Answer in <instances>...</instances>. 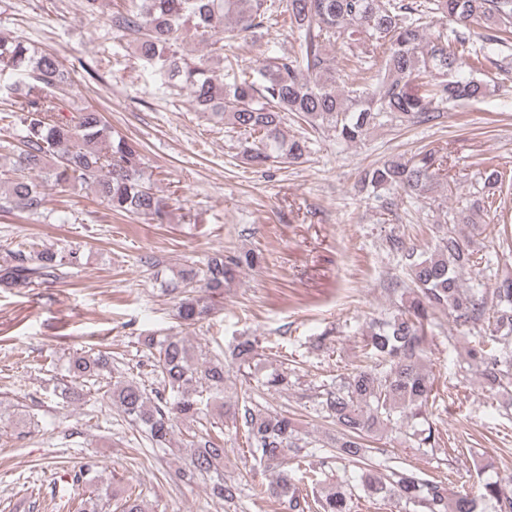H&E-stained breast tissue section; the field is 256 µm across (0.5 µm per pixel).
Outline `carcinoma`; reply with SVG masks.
<instances>
[{
    "instance_id": "carcinoma-1",
    "label": "carcinoma",
    "mask_w": 512,
    "mask_h": 512,
    "mask_svg": "<svg viewBox=\"0 0 512 512\" xmlns=\"http://www.w3.org/2000/svg\"><path fill=\"white\" fill-rule=\"evenodd\" d=\"M132 9L116 12L112 26L130 37L138 56L165 80L187 90L201 111L224 123L227 133L255 142L242 158L263 165L286 160L299 164L309 156V138H287L285 114L311 129L332 131L347 143L366 139L385 123L426 125L444 117L448 107L479 100L487 83L477 77L512 35V0H285L282 27L297 35L300 56H270L258 78L224 82L205 58L180 51L186 27L215 46L260 29L273 21L274 0H131ZM483 20L496 33L468 29ZM338 45L332 58L326 47ZM383 63L376 67L377 50ZM25 76L23 83H0V98L10 109L0 120L16 130L19 143L7 141L0 151L16 155L10 175L0 179V208L36 213L44 204L41 180L65 189L90 185L114 212L165 220L168 201L157 195L124 137L112 134L98 110L77 108L71 116L47 91L64 90L67 77L56 55L37 50L22 39H0V75ZM418 82L420 94L407 91ZM434 153L421 150L405 158H388L361 171V188H395L410 198L424 196L437 178ZM388 248L401 256L408 283L389 318L375 321L364 338L371 363L336 376L314 392L323 417L336 436L316 443L302 436L297 421L262 403L264 396L295 385L286 368L258 376L262 360L272 356L257 338L241 337L230 350L231 364L246 388L229 392L222 354L197 351L181 336H147L146 375L150 381L117 372L112 354L85 351L71 357L55 395L67 400L78 387L109 378L107 400L146 434L152 447L166 449L178 424L195 422L189 462L167 472L174 483L209 482L210 495L226 504L238 500V484L224 478L226 448L222 432L207 420L209 401L242 427L248 452L273 471L261 491L280 512H354V499L389 506L394 512H482L494 502L497 512H512V492L485 478L479 494L452 492L448 484L401 461L379 462L384 449L377 437L404 430L416 452L441 449L439 432L430 425L429 400L436 399L434 379L425 367L427 333L436 314L446 311L468 329L486 326L490 347H472L469 358L493 390L512 393V280L489 293L469 291L463 274L483 256L454 229L438 236L431 253L417 252L400 236ZM78 252L44 248L14 252L0 267V286L28 288L59 277L61 266L75 264ZM258 256L217 252L198 267L181 269L164 292L178 299L176 319L189 331L215 310V300L239 269ZM354 467L350 476L324 486L334 465ZM76 479L109 485L105 472L89 461ZM312 485L308 495L300 483Z\"/></svg>"
}]
</instances>
